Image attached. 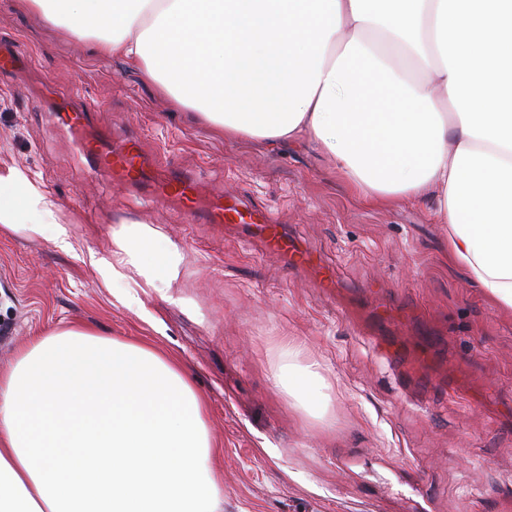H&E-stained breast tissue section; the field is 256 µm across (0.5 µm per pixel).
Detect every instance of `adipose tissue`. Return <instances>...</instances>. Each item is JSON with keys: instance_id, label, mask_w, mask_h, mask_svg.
<instances>
[{"instance_id": "ef3b65f1", "label": "adipose tissue", "mask_w": 512, "mask_h": 512, "mask_svg": "<svg viewBox=\"0 0 512 512\" xmlns=\"http://www.w3.org/2000/svg\"><path fill=\"white\" fill-rule=\"evenodd\" d=\"M74 40L142 67L213 130L314 142L371 202L428 200L448 257L512 311V0H28ZM35 175L0 169V229L71 249ZM88 265L109 287L168 285L179 246L125 222ZM274 386L328 420L331 386L300 344ZM205 402L145 342L70 325L0 371V512H224Z\"/></svg>"}]
</instances>
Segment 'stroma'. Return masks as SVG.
I'll use <instances>...</instances> for the list:
<instances>
[{
	"label": "stroma",
	"mask_w": 512,
	"mask_h": 512,
	"mask_svg": "<svg viewBox=\"0 0 512 512\" xmlns=\"http://www.w3.org/2000/svg\"><path fill=\"white\" fill-rule=\"evenodd\" d=\"M29 65L0 83V168L39 176L72 250L0 233V370L42 330L82 324L180 360L207 404L224 512H512V314L448 261L426 201L369 203L309 141L227 138L123 59L0 0V42ZM74 101L92 135L129 137L207 197L232 194L287 225L335 275L320 288L242 229L189 224L180 201L92 175L54 114ZM125 221L183 254L168 288L130 308L85 262ZM330 383L328 424L269 378L289 340Z\"/></svg>",
	"instance_id": "obj_1"
}]
</instances>
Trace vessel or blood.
<instances>
[{
  "label": "vessel or blood",
  "instance_id": "vessel-or-blood-1",
  "mask_svg": "<svg viewBox=\"0 0 512 512\" xmlns=\"http://www.w3.org/2000/svg\"><path fill=\"white\" fill-rule=\"evenodd\" d=\"M26 63V57L16 48H0V77L20 72ZM77 145L90 155L96 168L129 178L134 184L151 183L155 195L188 201L187 223L242 225L249 235L259 238L266 250L281 255L291 269H317L313 255L294 241L284 225L274 223L269 215L245 205L236 196L212 200L204 207L194 205L193 182L185 177L159 174L153 157L142 152L136 141L116 143L111 137L100 136L91 142L78 140Z\"/></svg>",
  "mask_w": 512,
  "mask_h": 512
}]
</instances>
